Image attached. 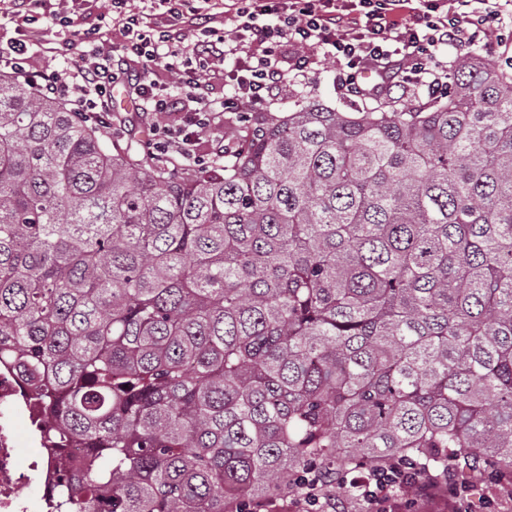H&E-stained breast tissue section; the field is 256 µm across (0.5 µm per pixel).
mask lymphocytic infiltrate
<instances>
[{
  "label": "lymphocytic infiltrate",
  "mask_w": 512,
  "mask_h": 512,
  "mask_svg": "<svg viewBox=\"0 0 512 512\" xmlns=\"http://www.w3.org/2000/svg\"><path fill=\"white\" fill-rule=\"evenodd\" d=\"M86 0H71L56 10L53 0H0V16L16 23L17 35L0 44V65L36 90L82 116L93 117L112 133L110 92L127 86L144 111L182 113L179 124L158 125L148 151L166 159L195 158L196 141L212 129L222 109L247 104L270 108L295 78L306 76L319 57L336 61L340 84L356 88L364 71L380 80L367 94H385L394 80L413 82L431 92L448 89V67L437 58L440 46L473 41L497 12L498 0H202L183 11L180 0H111L112 22L122 35L113 45L109 31L84 30L81 64L58 66L56 42L38 26L51 11L62 32H69ZM223 10L232 23L216 33L207 21ZM277 16L274 25L261 23ZM232 57L237 68L229 79L234 94L216 103L202 86L215 61ZM174 78L179 94L167 90ZM356 481L368 512H418L435 490L447 488L450 512H487L489 501L472 475L449 469L432 473L427 464L393 460L364 470Z\"/></svg>",
  "instance_id": "obj_1"
}]
</instances>
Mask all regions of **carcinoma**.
I'll list each match as a JSON object with an SVG mask.
<instances>
[{
    "instance_id": "carcinoma-1",
    "label": "carcinoma",
    "mask_w": 512,
    "mask_h": 512,
    "mask_svg": "<svg viewBox=\"0 0 512 512\" xmlns=\"http://www.w3.org/2000/svg\"><path fill=\"white\" fill-rule=\"evenodd\" d=\"M81 439L52 512H258L393 459L512 471V71L255 121L185 168L0 72V366Z\"/></svg>"
}]
</instances>
